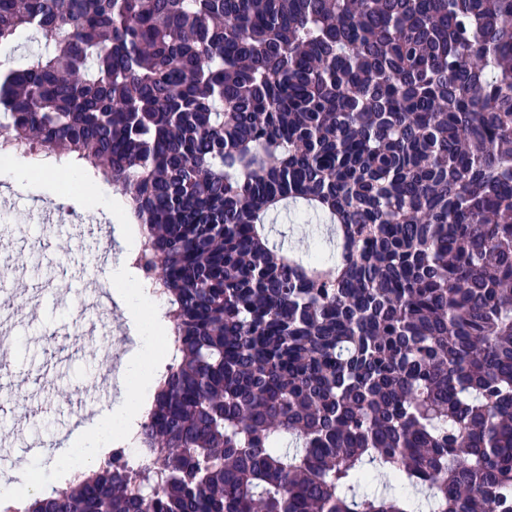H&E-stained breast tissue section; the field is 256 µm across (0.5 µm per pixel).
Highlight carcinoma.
Instances as JSON below:
<instances>
[{"label": "carcinoma", "instance_id": "obj_1", "mask_svg": "<svg viewBox=\"0 0 512 512\" xmlns=\"http://www.w3.org/2000/svg\"><path fill=\"white\" fill-rule=\"evenodd\" d=\"M33 31L10 143L126 197L177 350L153 467L4 512H512V0H0ZM271 238L279 239L280 233L288 239V249L297 255L314 254L325 250L326 235L317 226L324 225L322 218L315 217L305 210L303 203H295L279 213Z\"/></svg>", "mask_w": 512, "mask_h": 512}]
</instances>
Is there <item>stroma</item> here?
Here are the masks:
<instances>
[{
    "instance_id": "35a3bbf8",
    "label": "stroma",
    "mask_w": 512,
    "mask_h": 512,
    "mask_svg": "<svg viewBox=\"0 0 512 512\" xmlns=\"http://www.w3.org/2000/svg\"><path fill=\"white\" fill-rule=\"evenodd\" d=\"M39 201L58 212L51 238H44L38 223L21 234L0 222V263L16 270L4 323L13 352L9 373L0 375V388L9 390L11 398L0 402V435L11 436L15 457L26 464L30 443H40L46 456L78 431L72 411L85 383L109 372L106 349L125 356L132 351L122 311L83 323L73 314L93 294L83 285L87 266L101 254L110 263L118 258L112 218L56 195ZM319 224L318 217L295 203L280 212L274 226L295 254L311 255L325 248Z\"/></svg>"
}]
</instances>
